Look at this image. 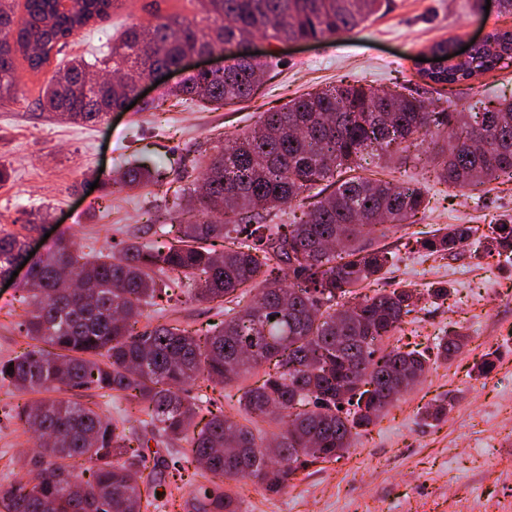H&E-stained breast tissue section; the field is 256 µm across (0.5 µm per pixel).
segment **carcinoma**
<instances>
[{
	"label": "carcinoma",
	"instance_id": "1",
	"mask_svg": "<svg viewBox=\"0 0 512 512\" xmlns=\"http://www.w3.org/2000/svg\"><path fill=\"white\" fill-rule=\"evenodd\" d=\"M209 26L178 15L145 29L133 25L112 42L105 67L119 76L96 97L85 94V60L55 69L39 106L75 123L97 122L121 105L155 65L248 40L318 39L351 32L377 14L383 0H196ZM23 10H18V7ZM116 0H0V102L17 92V60L35 75L60 54L75 31L112 14ZM448 40L434 44L442 58L432 83L439 96L512 63V30L496 31L457 62ZM265 64L241 58L221 73L190 75L171 88L179 100L216 107L250 99ZM430 137L436 178L452 188L512 178V101L481 112H437L411 93L341 85L309 92L264 112L249 132L205 163L206 176L189 187L185 209L194 221L173 237L166 218L154 219L156 240L120 253L83 250L59 241L22 287L29 307L17 324L35 341L0 361V380L20 393L57 397L11 408L29 431L52 436L29 459L32 481L0 485V512H166L169 484L193 487L190 512H243L224 480L247 479L266 491L287 488L321 461L336 460L394 400L401 382L412 387L429 357L387 344L424 296L415 286L356 288L391 266L385 247L363 249L361 237L404 223L428 206L424 188L363 176L371 151L394 162L391 146ZM160 182L147 166L116 172L112 185L135 189ZM332 190L291 224L266 216L297 201L309 185ZM474 235L450 224L416 240L419 249L453 258ZM25 239L0 224V276L21 257ZM487 249L512 254V224H497ZM224 302V321L201 329L171 323L141 326L145 309L171 310L184 296ZM465 335L440 337L436 356L449 360ZM268 365L262 382L246 389L239 410L252 419L278 420L268 437L224 414L212 391ZM118 392L136 401L138 426H117L80 400V392ZM184 440L189 453L149 454L140 429ZM170 483L156 478L157 470ZM208 483L197 484L198 475Z\"/></svg>",
	"mask_w": 512,
	"mask_h": 512
}]
</instances>
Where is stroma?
<instances>
[{"label": "stroma", "mask_w": 512, "mask_h": 512, "mask_svg": "<svg viewBox=\"0 0 512 512\" xmlns=\"http://www.w3.org/2000/svg\"><path fill=\"white\" fill-rule=\"evenodd\" d=\"M168 14L207 25L195 0H119L110 18L73 35L63 54L95 61L125 28ZM511 22L480 0H390L347 34L293 45L254 38L249 51L271 67L249 102L217 110L190 106L166 97L161 83L147 86L131 109L98 124L40 110L38 93L51 74H22L16 99L0 106V169L8 173L0 182V224L25 237L39 255L57 235L106 251L152 242L151 216L172 211L174 190L200 175L183 167L184 156L207 160L227 134L246 132L259 113L328 85L405 86L436 100L434 86L420 76L425 49L448 37L485 36ZM484 94L511 99L512 67L461 84L445 108H468ZM410 154L400 177L428 189L429 208L387 238L373 234L369 240L384 241L397 254L380 288L411 282L448 290L447 300L421 303L397 335L403 350L430 355V368L343 458L309 467L277 493L250 481H226L244 512H512V262L486 256L476 242L461 261L429 256L416 246L417 238L449 224H469L484 234L489 225L511 223L512 179L493 181L478 194L451 190L437 182L423 147ZM145 157L166 174L167 188L108 191L116 171ZM42 211L47 222L29 231L31 215ZM22 281L18 275L10 286L0 285V360L26 346L16 329L25 310L18 301ZM450 329L466 333L467 343L452 360L436 359V338ZM486 359L494 369L483 376L478 367ZM445 397L452 400L447 416L422 418L425 406ZM33 399L0 382L1 484L29 472L33 436L7 410Z\"/></svg>", "instance_id": "35a3bbf8"}]
</instances>
